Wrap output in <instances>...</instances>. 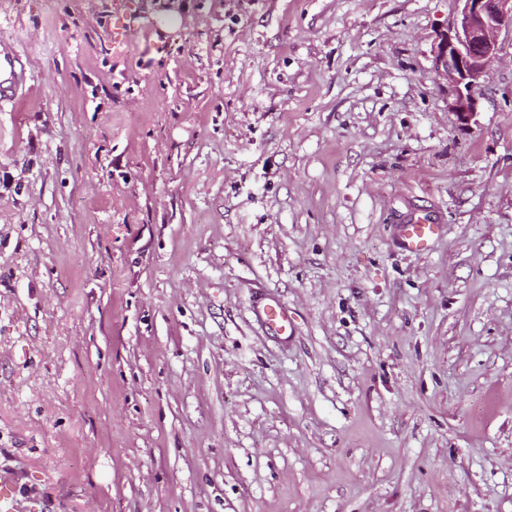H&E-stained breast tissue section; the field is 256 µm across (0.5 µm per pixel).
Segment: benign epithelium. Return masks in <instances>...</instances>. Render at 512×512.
Instances as JSON below:
<instances>
[{
	"instance_id": "benign-epithelium-1",
	"label": "benign epithelium",
	"mask_w": 512,
	"mask_h": 512,
	"mask_svg": "<svg viewBox=\"0 0 512 512\" xmlns=\"http://www.w3.org/2000/svg\"><path fill=\"white\" fill-rule=\"evenodd\" d=\"M453 32L442 35L436 52V74L455 92L452 109L468 126L477 116L474 90L498 59V39L512 30V0H460Z\"/></svg>"
}]
</instances>
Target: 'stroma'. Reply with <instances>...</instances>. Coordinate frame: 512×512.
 Masks as SVG:
<instances>
[{
	"instance_id": "stroma-1",
	"label": "stroma",
	"mask_w": 512,
	"mask_h": 512,
	"mask_svg": "<svg viewBox=\"0 0 512 512\" xmlns=\"http://www.w3.org/2000/svg\"><path fill=\"white\" fill-rule=\"evenodd\" d=\"M460 9L0 0L17 512H512V33L460 127ZM29 78L13 47L6 40H0V103H13L19 87ZM443 233L439 224H406L402 230V244L414 252L426 251ZM267 324L279 333L288 334L291 329V317L288 314V307L276 300L265 303L261 306Z\"/></svg>"
}]
</instances>
